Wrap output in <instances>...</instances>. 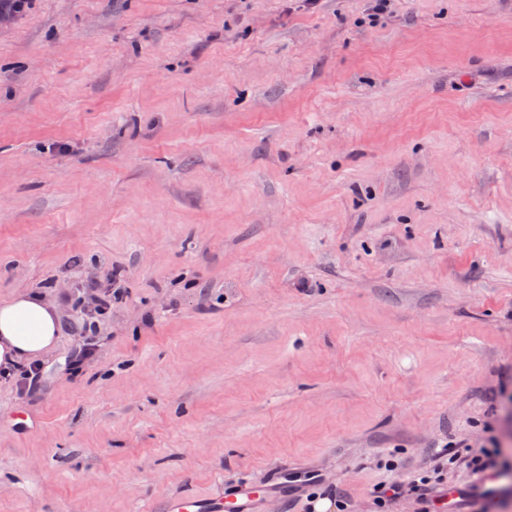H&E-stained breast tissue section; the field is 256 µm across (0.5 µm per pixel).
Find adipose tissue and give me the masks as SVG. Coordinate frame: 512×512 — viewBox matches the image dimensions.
<instances>
[{
	"label": "adipose tissue",
	"instance_id": "1",
	"mask_svg": "<svg viewBox=\"0 0 512 512\" xmlns=\"http://www.w3.org/2000/svg\"><path fill=\"white\" fill-rule=\"evenodd\" d=\"M59 332L56 302L26 293L0 303V370L12 372L44 359Z\"/></svg>",
	"mask_w": 512,
	"mask_h": 512
}]
</instances>
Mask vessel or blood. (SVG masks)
Returning a JSON list of instances; mask_svg holds the SVG:
<instances>
[{
	"label": "vessel or blood",
	"instance_id": "vessel-or-blood-1",
	"mask_svg": "<svg viewBox=\"0 0 512 512\" xmlns=\"http://www.w3.org/2000/svg\"><path fill=\"white\" fill-rule=\"evenodd\" d=\"M275 495L270 485L242 484L229 494L181 496L170 500L167 512H266Z\"/></svg>",
	"mask_w": 512,
	"mask_h": 512
}]
</instances>
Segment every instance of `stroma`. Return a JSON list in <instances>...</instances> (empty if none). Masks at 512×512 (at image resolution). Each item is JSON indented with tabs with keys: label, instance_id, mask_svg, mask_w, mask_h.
Here are the masks:
<instances>
[{
	"label": "stroma",
	"instance_id": "obj_1",
	"mask_svg": "<svg viewBox=\"0 0 512 512\" xmlns=\"http://www.w3.org/2000/svg\"><path fill=\"white\" fill-rule=\"evenodd\" d=\"M115 288L79 369L78 298ZM0 512H512V0H28L0 24ZM322 480L306 483L307 472ZM60 332V310L56 302L34 294H20L0 304V370L16 371L40 361L56 345ZM19 372V373H17ZM15 373H0L16 379L25 393L34 392L42 382L39 364ZM463 463L482 481L487 476L496 474L497 470L500 469L497 450L492 449H481L480 453L463 460ZM270 485H237L228 495L181 496L166 504V512H265L267 502L275 497Z\"/></svg>",
	"mask_w": 512,
	"mask_h": 512
}]
</instances>
